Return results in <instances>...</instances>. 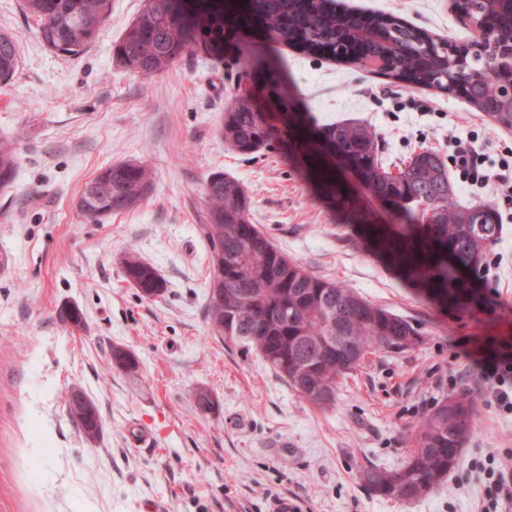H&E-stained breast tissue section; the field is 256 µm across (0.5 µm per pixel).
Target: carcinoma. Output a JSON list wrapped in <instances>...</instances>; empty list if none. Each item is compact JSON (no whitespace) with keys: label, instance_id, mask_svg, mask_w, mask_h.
I'll list each match as a JSON object with an SVG mask.
<instances>
[{"label":"carcinoma","instance_id":"obj_1","mask_svg":"<svg viewBox=\"0 0 512 512\" xmlns=\"http://www.w3.org/2000/svg\"><path fill=\"white\" fill-rule=\"evenodd\" d=\"M470 7L493 17L488 41L512 40V0H470ZM111 0H23V10L39 21L40 40L63 57L81 56L104 24ZM258 19L270 42H296L305 53L360 64L363 57L378 58L386 67L375 74L414 88L448 87V74L461 70L464 84L456 89L473 108L492 114L496 122L512 128V69H497L487 55L459 64L445 57L425 31L383 12L338 13L331 0H224V9L197 20L185 0H147L139 17L114 45L120 65L142 75L166 70L195 44L212 49L224 42L225 25L245 28ZM246 64L262 74L266 88L281 94V78L248 47ZM15 40L0 33V82L11 80L17 70ZM224 142L248 157L273 141L274 130L262 122L253 97H235L224 110ZM334 143L345 161L362 176V184L397 213L400 224L392 235L377 240L389 260L404 276L461 308L470 306L472 279L497 243L501 224L495 210L485 204L463 206L456 200L448 167L430 149L402 162L398 174L389 170L378 137L359 120L327 123L320 137L309 141L316 154L323 142ZM112 177V196L92 197L90 185L79 196L80 206L104 213L128 209L141 201L151 187V173L135 162L103 168ZM16 174L14 144L0 139V188ZM209 223L204 232L211 255L224 253V269H212L208 288V318L220 337L235 330L275 369L279 363L271 350L280 348L299 359H310L303 376L316 385L337 390L340 379L356 370L333 354L314 355L317 345L330 336L344 334L372 354L402 349L391 340L400 333L420 332L404 318L377 306L339 281L310 274L301 263L288 258L270 237L248 218L250 198L241 183L222 173L205 183ZM122 270L135 281L141 295L152 299L164 292L157 270L135 253L123 255ZM112 364L130 374L136 359L123 351L112 352ZM473 423L464 433L425 414L413 428L414 448L396 473L408 479L412 499L428 495L448 471L460 463V449Z\"/></svg>","mask_w":512,"mask_h":512}]
</instances>
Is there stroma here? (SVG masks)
<instances>
[{
  "mask_svg": "<svg viewBox=\"0 0 512 512\" xmlns=\"http://www.w3.org/2000/svg\"><path fill=\"white\" fill-rule=\"evenodd\" d=\"M394 14L431 34L468 41L449 0H342ZM145 6L112 0L88 51L61 57L37 36L22 0H0V31L14 36L19 67L0 83V138L13 140L17 170L0 189V512H269L283 494L303 512H472L484 496L455 469L416 501L377 497L361 471L400 467L412 427L437 401L460 392L477 412L463 458L512 448V414L487 407V384L453 356L472 337L481 354L512 347V204L493 186L456 184L461 204L486 203L503 235L488 254L494 281L479 280L482 306L463 311L405 280L324 191L296 149L293 121L308 130L347 118L376 132L397 164L420 149L448 157L449 132L478 134L489 163L512 149V130L456 95L412 89L360 68L278 46L268 55L287 107L268 102L248 74L239 42L198 45L149 76L116 63L113 45ZM252 88L281 136L255 157L224 144L219 125L235 94ZM137 160L153 172L130 209L88 222L76 201L99 169ZM239 180L250 221L289 258L342 282L409 321L419 343L368 355L344 377L333 406L307 402L252 347L220 339L207 317L210 247L204 183ZM337 178L370 223L394 226L378 198L337 166ZM154 266L166 292L147 299L121 266L125 249ZM76 305L82 329L61 322ZM132 353L137 374L113 367ZM97 405L103 428L86 438L67 412L72 389ZM211 400L196 402L198 392ZM155 431L133 446L131 426Z\"/></svg>",
  "mask_w": 512,
  "mask_h": 512,
  "instance_id": "stroma-1",
  "label": "stroma"
}]
</instances>
